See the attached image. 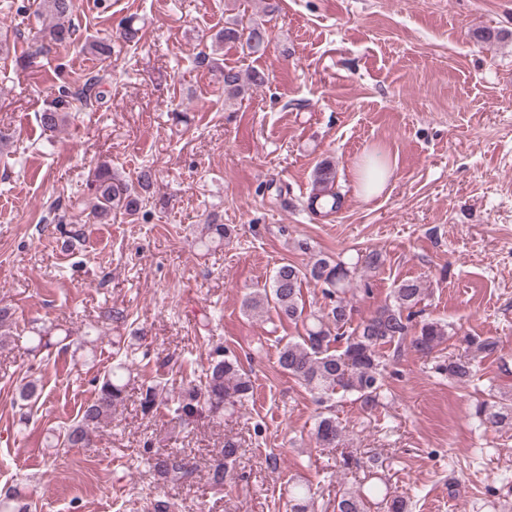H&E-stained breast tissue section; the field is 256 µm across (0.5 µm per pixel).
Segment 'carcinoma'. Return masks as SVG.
Returning <instances> with one entry per match:
<instances>
[{
  "instance_id": "1",
  "label": "carcinoma",
  "mask_w": 512,
  "mask_h": 512,
  "mask_svg": "<svg viewBox=\"0 0 512 512\" xmlns=\"http://www.w3.org/2000/svg\"><path fill=\"white\" fill-rule=\"evenodd\" d=\"M39 8L50 23L46 36L56 44L68 42L71 36L70 19L74 0H40ZM267 31L261 23L226 26L214 36V43H238L256 53L264 49ZM225 99L244 97L253 86L264 83L258 71L244 74L233 68L222 71ZM67 118L56 105L40 115L41 126L56 130ZM152 169H142L137 186L112 174L106 166H99L90 181V212L94 219H112L115 213L133 216L145 200V194L154 185ZM336 181L335 166L324 160L313 172L317 192L327 194ZM229 228L224 224H204L199 232L200 242L209 247L221 245ZM381 254L370 251L361 255L357 265L349 267L329 256H322L304 267L283 262L276 269L270 284L255 291L245 301L247 311L260 315L274 310L279 319L290 323L302 322L304 334L288 340L278 351L277 363L295 377L320 403H327L341 394H354L363 407L373 410L384 395L389 363L381 350L393 343H406L414 351L430 354L448 340L450 326L438 319L415 317L425 296V288L417 278H404L393 289L392 299L355 328H350L352 305L348 298L349 283L357 266L376 269ZM305 282L323 287L329 299L328 309L305 314L301 288ZM31 351L39 353L53 345L51 332L36 330L29 337ZM464 355L450 356L438 366L440 373L456 384H467L475 377L478 364L498 349V340L487 337L469 338ZM127 361L120 360L102 376L94 379L95 396L84 406L77 419L64 432L53 436L48 447L61 449L83 448L93 431L112 418V411L123 402L130 380ZM254 381L243 369L239 358L218 349L199 384L182 392L176 400L174 414L183 423L200 417L219 418L224 410L240 405L253 397ZM479 423L495 429L512 428V403L496 399L493 392L475 406ZM316 443L321 448H336L344 438V430L331 415L320 416L314 429ZM239 445L227 440L221 449V459L213 466L210 481L216 486L231 479L233 466L241 456ZM151 467L161 478L186 482L194 469L187 467V458L178 452L156 453L150 457ZM291 512H313L311 489L296 484L289 490ZM378 500L383 512H409L407 501L400 495L373 485L365 490L345 491L336 499L334 512H370L372 500ZM30 496L18 486L0 491V512H31Z\"/></svg>"
}]
</instances>
